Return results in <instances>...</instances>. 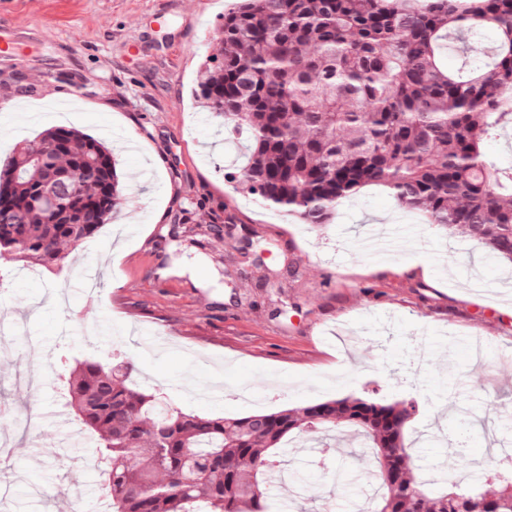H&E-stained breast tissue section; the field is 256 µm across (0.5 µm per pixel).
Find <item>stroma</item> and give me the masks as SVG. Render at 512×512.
<instances>
[{
    "label": "stroma",
    "mask_w": 512,
    "mask_h": 512,
    "mask_svg": "<svg viewBox=\"0 0 512 512\" xmlns=\"http://www.w3.org/2000/svg\"><path fill=\"white\" fill-rule=\"evenodd\" d=\"M232 0H0V166L65 126L112 148L126 186L119 216L51 267L0 256V402L30 410L31 434L0 416L14 445L0 467V512H103L96 443L66 405L75 362L118 357L132 382L183 411L244 416L377 390L413 397L406 426L423 476L480 487L512 440V270L482 244L428 224L380 186L344 199L316 227L268 206L231 179L244 155L201 108L203 58L221 47ZM493 29L467 51L444 50L460 73L491 57ZM224 224L208 254L154 242L175 213ZM470 436L460 469L456 444ZM334 436L292 446L300 482L277 481L279 512H356L374 479L368 460L345 483Z\"/></svg>",
    "instance_id": "obj_1"
}]
</instances>
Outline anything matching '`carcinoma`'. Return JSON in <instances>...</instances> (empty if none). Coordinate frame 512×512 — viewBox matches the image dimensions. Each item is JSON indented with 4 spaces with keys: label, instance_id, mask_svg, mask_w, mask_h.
<instances>
[{
    "label": "carcinoma",
    "instance_id": "obj_1",
    "mask_svg": "<svg viewBox=\"0 0 512 512\" xmlns=\"http://www.w3.org/2000/svg\"><path fill=\"white\" fill-rule=\"evenodd\" d=\"M497 30L491 62L467 76L438 53L467 26ZM224 51L202 63L195 95L229 134L248 136L243 189L324 226L367 185L389 188L430 223L480 241L512 262V170L483 160L482 144L512 119V0H239L224 14ZM79 191L46 222L41 193L73 163ZM112 184V202L102 186ZM124 187L112 151L57 127L21 147L0 171V253L50 265L116 216ZM224 225L174 217L155 243L166 256L200 252ZM124 361L86 359L67 379L80 424L98 439L112 512H276L266 487L284 472L280 448L300 432L352 429L376 468L363 512H512V455L486 474L500 486L460 483L434 495L403 439L413 401L345 397L244 417L186 413L132 387Z\"/></svg>",
    "mask_w": 512,
    "mask_h": 512
}]
</instances>
